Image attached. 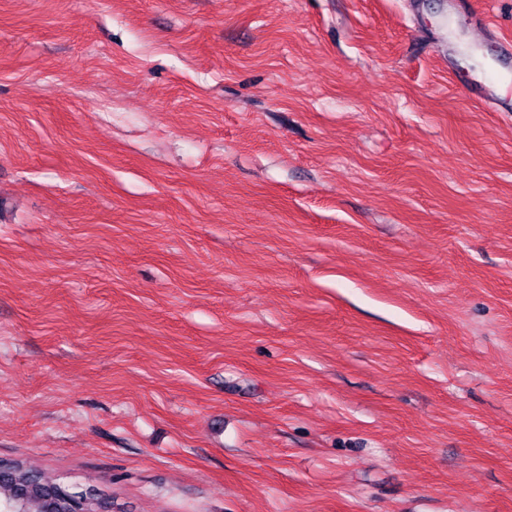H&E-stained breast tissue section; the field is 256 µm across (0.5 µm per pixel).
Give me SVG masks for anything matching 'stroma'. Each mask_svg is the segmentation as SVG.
Here are the masks:
<instances>
[{
  "label": "stroma",
  "mask_w": 512,
  "mask_h": 512,
  "mask_svg": "<svg viewBox=\"0 0 512 512\" xmlns=\"http://www.w3.org/2000/svg\"><path fill=\"white\" fill-rule=\"evenodd\" d=\"M501 39L512 0H0V458L114 512H512ZM502 81L500 76L490 78L489 82L477 81L470 87L469 93L476 97L475 102L493 112H512V98L502 96L497 87Z\"/></svg>",
  "instance_id": "1"
}]
</instances>
